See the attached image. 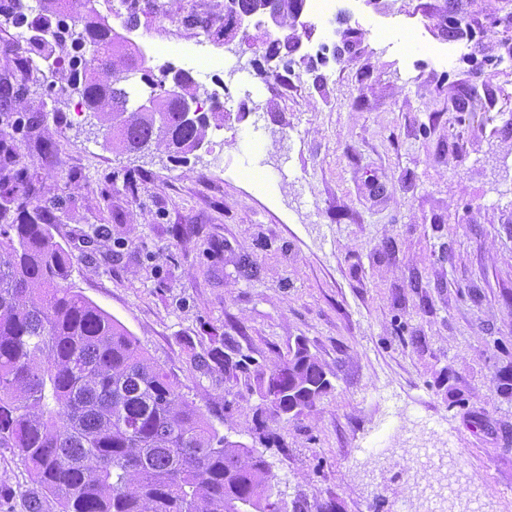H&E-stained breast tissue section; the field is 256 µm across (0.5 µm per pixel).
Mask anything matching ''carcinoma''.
<instances>
[{
    "mask_svg": "<svg viewBox=\"0 0 512 512\" xmlns=\"http://www.w3.org/2000/svg\"><path fill=\"white\" fill-rule=\"evenodd\" d=\"M261 0H224V26L254 16ZM277 25L302 12L303 0H277ZM42 23L77 14L75 42L96 46L93 64L72 61L86 109L100 116L127 153L164 142L194 151L224 107L189 118L197 97L191 73L172 66L149 81L135 108L121 83L149 72L138 48L102 21L91 0H47ZM291 36L268 42L266 56L290 53ZM0 447L15 448L60 512H269L271 478L255 450L218 434L167 372L121 324L66 285L72 258L54 240L42 207L30 206L20 181L0 188ZM265 392L275 415L311 408L330 387L326 372L299 345L275 367Z\"/></svg>",
    "mask_w": 512,
    "mask_h": 512,
    "instance_id": "cac0c4a2",
    "label": "carcinoma"
}]
</instances>
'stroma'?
<instances>
[{"label": "stroma", "mask_w": 512, "mask_h": 512, "mask_svg": "<svg viewBox=\"0 0 512 512\" xmlns=\"http://www.w3.org/2000/svg\"><path fill=\"white\" fill-rule=\"evenodd\" d=\"M0 15V178L49 208L68 279L122 324L219 434L262 454L285 512H512V0H339L328 23L245 18L203 47L139 0L131 37L219 94L187 159L120 153L68 65L31 72L42 0ZM294 35L287 86L252 92L264 34ZM331 383L276 417L262 392L297 343ZM236 366L206 367L212 349ZM445 457L421 468L419 447ZM60 512L0 448V512Z\"/></svg>", "instance_id": "obj_1"}]
</instances>
